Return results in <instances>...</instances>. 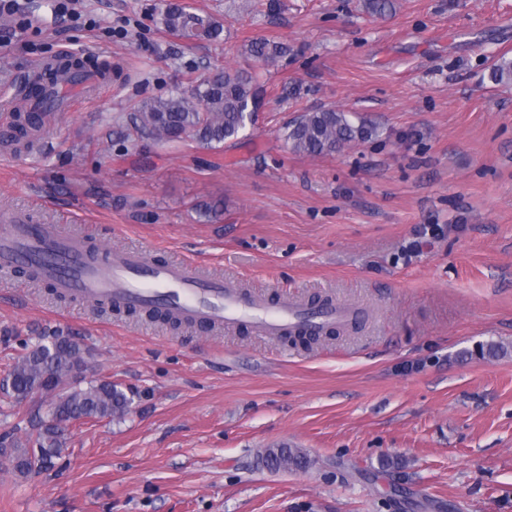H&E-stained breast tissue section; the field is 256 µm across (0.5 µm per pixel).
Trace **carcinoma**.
I'll list each match as a JSON object with an SVG mask.
<instances>
[{
  "label": "carcinoma",
  "mask_w": 512,
  "mask_h": 512,
  "mask_svg": "<svg viewBox=\"0 0 512 512\" xmlns=\"http://www.w3.org/2000/svg\"><path fill=\"white\" fill-rule=\"evenodd\" d=\"M162 23L186 37H219L222 28L210 17L188 11L177 3H167ZM250 55L257 59L271 58L284 53L275 42L259 40L250 45ZM87 71L79 56L59 58L49 73L53 93L62 95L59 82L73 72ZM490 79L496 84L512 83V58H499L491 68ZM261 96L256 75L247 68L224 69L205 78L192 96L176 92L165 99L142 102L129 116L132 131L140 139L174 142L192 137L202 145L216 149L227 140L238 137L247 123L254 122ZM373 134V128L355 125L346 113L335 108L321 109L301 115L285 127L284 141L295 153L319 156L337 152L355 141ZM83 350L68 343L60 332L48 336V342L33 347L11 370L13 393L22 400L35 390L49 389L55 400L45 418L41 419L35 447L14 442V457L21 475L29 472L40 460L58 459L65 450L64 430L56 417L72 420L103 419L124 414L130 399L110 381L89 383L80 387L70 380L73 368L82 359ZM271 470L302 469L308 458L297 448H269L264 455Z\"/></svg>",
  "instance_id": "cac0c4a2"
}]
</instances>
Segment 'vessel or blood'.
I'll return each instance as SVG.
<instances>
[{"instance_id":"vessel-or-blood-1","label":"vessel or blood","mask_w":512,"mask_h":512,"mask_svg":"<svg viewBox=\"0 0 512 512\" xmlns=\"http://www.w3.org/2000/svg\"><path fill=\"white\" fill-rule=\"evenodd\" d=\"M32 261V272L51 279L62 293L119 307L160 306L191 323L234 326L249 323L263 336L301 332L317 336L355 319L342 305L306 308L289 296L276 304L242 294L203 275L187 262L158 264L141 250L110 253L85 237L30 224L0 223V269Z\"/></svg>"}]
</instances>
